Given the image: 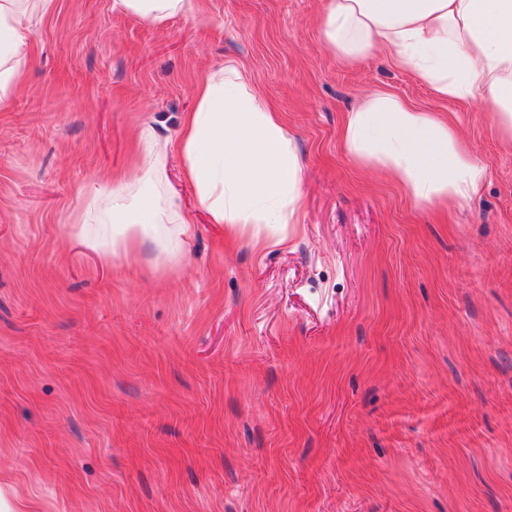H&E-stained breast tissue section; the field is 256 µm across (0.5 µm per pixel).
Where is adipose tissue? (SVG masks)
I'll list each match as a JSON object with an SVG mask.
<instances>
[{"instance_id": "adipose-tissue-1", "label": "adipose tissue", "mask_w": 512, "mask_h": 512, "mask_svg": "<svg viewBox=\"0 0 512 512\" xmlns=\"http://www.w3.org/2000/svg\"><path fill=\"white\" fill-rule=\"evenodd\" d=\"M127 12L162 24L196 15L194 0H115ZM55 0H0V103L18 90L38 20ZM324 47L353 65L375 51L411 68L442 99L474 100L512 140V0H329L321 18ZM196 106L182 114L175 137L141 129L136 163L118 180L109 203L86 221L112 225L113 249L127 253L153 244L178 256L164 229L189 225L174 198L154 182L169 155H178L197 205L227 227L233 246L251 227L279 238L300 221L302 170L280 112L228 64L197 81ZM347 154L360 167L392 174L422 205H459L478 196L485 168L452 119L420 110L397 94L368 93L340 129Z\"/></svg>"}]
</instances>
